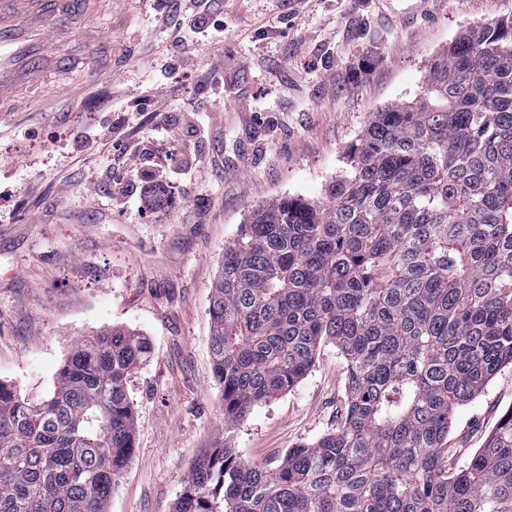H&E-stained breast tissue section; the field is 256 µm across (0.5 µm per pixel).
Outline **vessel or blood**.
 <instances>
[{
	"mask_svg": "<svg viewBox=\"0 0 512 512\" xmlns=\"http://www.w3.org/2000/svg\"><path fill=\"white\" fill-rule=\"evenodd\" d=\"M91 0H0V102L36 83L52 64L41 53L49 18L76 20Z\"/></svg>",
	"mask_w": 512,
	"mask_h": 512,
	"instance_id": "vessel-or-blood-1",
	"label": "vessel or blood"
}]
</instances>
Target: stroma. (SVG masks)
<instances>
[{
  "label": "stroma",
  "mask_w": 512,
  "mask_h": 512,
  "mask_svg": "<svg viewBox=\"0 0 512 512\" xmlns=\"http://www.w3.org/2000/svg\"><path fill=\"white\" fill-rule=\"evenodd\" d=\"M109 2L111 67L91 70L82 28L49 20L57 69L0 112V381L38 403L82 337L147 336L153 355L127 383L133 452L108 512H172L201 453L229 446L276 467L335 431L347 403V363L327 342L296 386L225 428L209 314L225 246L259 206L324 201L370 114L414 99L432 58L512 15V0ZM150 178L169 185L155 216L137 209ZM511 408L507 366L456 408L452 464Z\"/></svg>",
  "instance_id": "stroma-1"
}]
</instances>
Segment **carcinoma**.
Returning <instances> with one entry per match:
<instances>
[{"label": "carcinoma", "mask_w": 512, "mask_h": 512, "mask_svg": "<svg viewBox=\"0 0 512 512\" xmlns=\"http://www.w3.org/2000/svg\"><path fill=\"white\" fill-rule=\"evenodd\" d=\"M224 425L347 362L335 431L268 469L212 448L174 512H512V409L448 469L453 410L512 366V17L461 33L374 113L326 201L282 197L224 248L210 296ZM144 336L78 345L48 399L0 383V512H106L127 466Z\"/></svg>", "instance_id": "1"}]
</instances>
